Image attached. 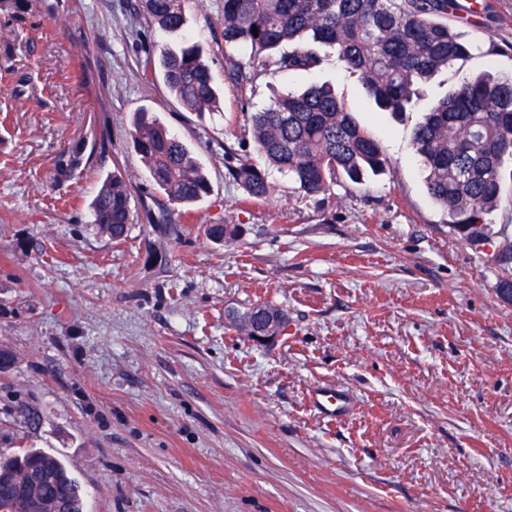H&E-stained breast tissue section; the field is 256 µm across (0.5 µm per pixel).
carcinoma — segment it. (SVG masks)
<instances>
[{
    "mask_svg": "<svg viewBox=\"0 0 512 512\" xmlns=\"http://www.w3.org/2000/svg\"><path fill=\"white\" fill-rule=\"evenodd\" d=\"M188 0H138L137 9L154 30L177 33L187 24ZM456 0H223L221 37L224 73L247 83L240 53L249 63L281 71H309L321 62L318 48L336 50V60L359 76L368 96L384 112L418 106L419 90L472 49L444 22ZM257 32H252V28ZM291 51L285 53L283 46ZM145 71L188 111L210 112L220 103L214 75L200 45L150 53ZM412 146L425 173L428 194L461 238L474 241L472 224L485 223L498 206L501 168L512 157V79L482 73L463 80L423 109ZM133 148L152 182L175 206L210 193L205 168L186 142L158 117L138 113L129 132ZM251 136L264 166L242 160L229 175L249 197H269L266 168L288 176L302 193L331 191L336 180L360 182L387 164L381 142L357 122L351 107L325 84L278 96L251 117ZM133 183L120 171L106 177L90 204L101 235L122 242L132 223ZM208 237L224 243L239 236L235 224H210ZM499 287L512 286V241L498 259ZM256 308L283 313L271 301L228 311L232 325L250 335L247 315ZM85 492L60 457L44 450L6 455L0 463V512H81Z\"/></svg>",
    "mask_w": 512,
    "mask_h": 512,
    "instance_id": "1",
    "label": "carcinoma"
}]
</instances>
